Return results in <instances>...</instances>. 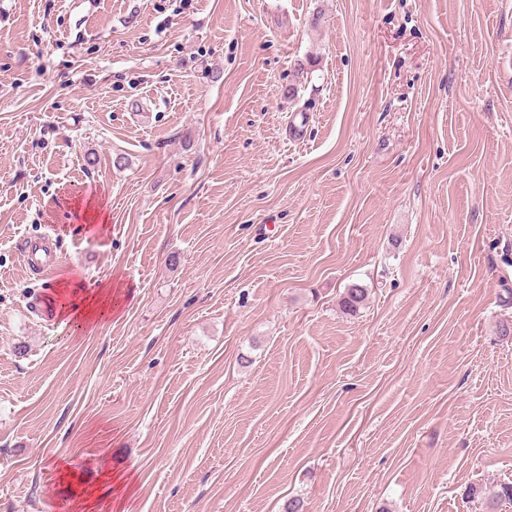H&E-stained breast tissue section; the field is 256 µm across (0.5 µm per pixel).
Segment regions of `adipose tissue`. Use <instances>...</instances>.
<instances>
[{
    "label": "adipose tissue",
    "instance_id": "ef3b65f1",
    "mask_svg": "<svg viewBox=\"0 0 512 512\" xmlns=\"http://www.w3.org/2000/svg\"><path fill=\"white\" fill-rule=\"evenodd\" d=\"M53 291L61 304L60 317L78 320L86 326L111 314L117 303L108 284L98 285L97 289L91 290L85 282L65 278L57 282Z\"/></svg>",
    "mask_w": 512,
    "mask_h": 512
}]
</instances>
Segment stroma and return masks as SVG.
<instances>
[{"mask_svg": "<svg viewBox=\"0 0 512 512\" xmlns=\"http://www.w3.org/2000/svg\"><path fill=\"white\" fill-rule=\"evenodd\" d=\"M41 232L124 283L93 329L30 309ZM505 321L512 0H0V512H74L57 460L120 512H474Z\"/></svg>", "mask_w": 512, "mask_h": 512, "instance_id": "stroma-1", "label": "stroma"}]
</instances>
